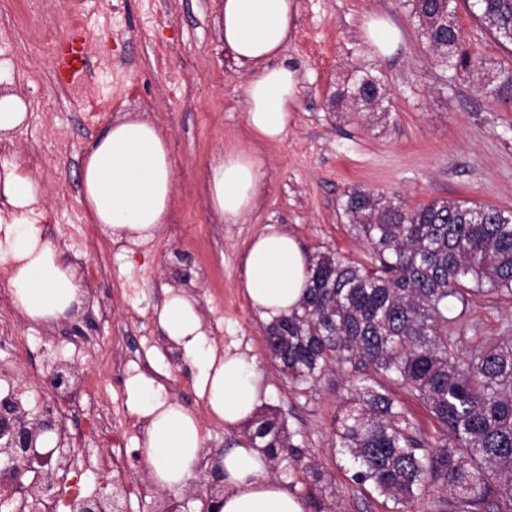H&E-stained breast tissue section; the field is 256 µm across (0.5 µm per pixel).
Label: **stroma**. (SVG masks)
Instances as JSON below:
<instances>
[{"instance_id": "obj_1", "label": "stroma", "mask_w": 512, "mask_h": 512, "mask_svg": "<svg viewBox=\"0 0 512 512\" xmlns=\"http://www.w3.org/2000/svg\"><path fill=\"white\" fill-rule=\"evenodd\" d=\"M221 0H0V72L10 75L32 115L12 141L0 142V162L18 161L45 189L43 224L66 253L81 256L83 309L47 324L13 307L8 272L0 265V316L31 336V358L46 373L63 368L73 387L94 369V357L74 358L83 337L105 343L127 337L130 373L148 360L168 398L193 409L206 455L245 440V426L214 422L193 386L182 353L165 346L154 310L167 288L194 297L209 344L253 357L262 374L259 412L273 414L295 446L270 475L302 498L307 512H440L436 494L401 506L351 480L336 448L353 381L385 386L418 434L436 442L441 429L414 392L382 383L372 370L330 365L309 385L296 386L271 358L265 321L238 286L252 237L274 224L294 236L309 257L321 253L375 264L368 241L344 210L359 189L415 209L437 199H461L512 209V105L480 92L468 72L436 63L404 0H296L297 28L283 51L297 69L300 94L286 136L254 140L246 125L249 74L223 47ZM472 0H455L465 47L485 72L512 69L502 46L475 18ZM374 13L397 28L393 54H374L362 21ZM79 30L90 45L89 78L81 91L58 85L51 67L55 42ZM386 87L383 112L371 115L351 100L333 102L337 85L365 74ZM132 115L165 136L175 167L173 222L149 243L113 242L80 205L86 149L113 120ZM242 147L264 160L262 194L245 223L227 224L207 203L211 159ZM459 347L512 340V298L468 296L448 312ZM85 404L127 416L130 478L139 499L122 497L124 512H161L168 490L156 487L141 449L143 432L129 388L104 380ZM318 468L312 479L309 468Z\"/></svg>"}]
</instances>
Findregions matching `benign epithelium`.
Listing matches in <instances>:
<instances>
[{
	"label": "benign epithelium",
	"instance_id": "7a95c632",
	"mask_svg": "<svg viewBox=\"0 0 512 512\" xmlns=\"http://www.w3.org/2000/svg\"><path fill=\"white\" fill-rule=\"evenodd\" d=\"M51 432L61 434L50 411L32 418L22 417L13 395L0 398V455H6L12 462L10 481L21 500L18 512H23L30 502L38 503L44 491L55 483L54 476L49 473L42 478L30 476L36 467L43 466V457L35 453L34 448ZM223 457L224 451L221 450L208 470L210 493L204 499L203 512H219L224 495ZM77 512H112V493L103 492L78 501Z\"/></svg>",
	"mask_w": 512,
	"mask_h": 512
}]
</instances>
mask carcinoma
Segmentation results:
<instances>
[{
    "instance_id": "carcinoma-1",
    "label": "carcinoma",
    "mask_w": 512,
    "mask_h": 512,
    "mask_svg": "<svg viewBox=\"0 0 512 512\" xmlns=\"http://www.w3.org/2000/svg\"><path fill=\"white\" fill-rule=\"evenodd\" d=\"M436 59L469 71L461 51L456 8L448 0H408ZM478 19L512 45V0H475ZM384 97L383 81L367 74L336 89L335 99ZM512 99V70L480 85ZM351 223L367 239L378 266L320 254L297 309L265 329L267 349L292 383L317 381L325 367L369 365L409 386L444 430L434 444L415 437L385 388L356 387L338 433L351 480L394 505L441 492L448 512H512V341L459 352L448 336V308L469 293L512 296V210L467 201L435 200L407 210L392 199L351 192ZM274 461L288 452L283 427L270 415L245 432Z\"/></svg>"
}]
</instances>
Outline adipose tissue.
I'll return each instance as SVG.
<instances>
[{
	"mask_svg": "<svg viewBox=\"0 0 512 512\" xmlns=\"http://www.w3.org/2000/svg\"><path fill=\"white\" fill-rule=\"evenodd\" d=\"M224 47L251 75L245 87L246 122L255 139H283L298 103L297 70L280 56L296 26L295 0H223ZM263 159L229 148L207 172L210 208L225 222L244 221L262 188ZM174 165L166 139L151 122L123 117L88 147L80 202L93 223L113 241L153 240L172 218ZM44 188L14 161L0 163V263L10 268L9 294L27 320L49 323L81 302V281L72 263L41 224ZM310 261L296 239L267 225L249 243L239 286L264 320L288 315L305 294ZM163 335L195 370L194 387L213 419L236 427L260 401L255 362L219 353L206 338L194 298L166 291L156 311ZM137 413L146 428L142 446L154 482L178 491L198 467L204 437L190 408L164 397L154 378L130 381ZM221 512H305L301 498L268 476L269 460L241 445L225 452Z\"/></svg>",
	"mask_w": 512,
	"mask_h": 512,
	"instance_id": "adipose-tissue-1",
	"label": "adipose tissue"
}]
</instances>
